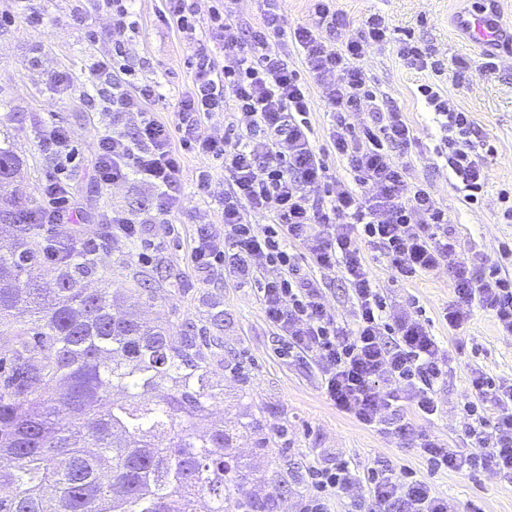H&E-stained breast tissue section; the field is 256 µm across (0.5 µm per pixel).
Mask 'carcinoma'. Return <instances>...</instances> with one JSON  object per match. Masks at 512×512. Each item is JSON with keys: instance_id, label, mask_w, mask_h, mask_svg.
<instances>
[{"instance_id": "carcinoma-1", "label": "carcinoma", "mask_w": 512, "mask_h": 512, "mask_svg": "<svg viewBox=\"0 0 512 512\" xmlns=\"http://www.w3.org/2000/svg\"><path fill=\"white\" fill-rule=\"evenodd\" d=\"M22 166L0 145V191ZM40 205L0 222V512H264L231 450L246 422L200 424L224 403L191 326L128 315L86 288L96 263L67 245L45 281Z\"/></svg>"}]
</instances>
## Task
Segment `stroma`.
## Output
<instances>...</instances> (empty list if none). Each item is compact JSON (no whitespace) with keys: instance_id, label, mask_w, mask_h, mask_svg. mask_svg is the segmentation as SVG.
<instances>
[{"instance_id":"stroma-1","label":"stroma","mask_w":512,"mask_h":512,"mask_svg":"<svg viewBox=\"0 0 512 512\" xmlns=\"http://www.w3.org/2000/svg\"><path fill=\"white\" fill-rule=\"evenodd\" d=\"M162 5V0H137L135 29L119 33L94 0H34L33 10L42 15L38 24L25 20L15 0H0V131L13 134L23 160L18 185L24 196L40 199L45 182L55 173L53 160L38 145L43 126H64L72 137V161L64 177L81 221L47 225L44 233L56 231L77 244H93L99 271L113 290L138 296L141 280H155L154 293L143 306L147 317L205 329L216 345L213 369L224 380V405L213 417L251 422V429L236 441V453L246 488L255 498L267 497L272 485L283 487L273 512H296L309 493L308 467L339 454L352 460L362 475L386 461L413 469L436 493L453 499L459 512H512V483L486 470H433L414 439L358 424L338 410L325 398L309 361L285 354L284 342L267 321L253 288L237 284L225 269L198 275L191 259L197 228L224 231L222 195L227 182L220 161L185 153L171 189L180 204L167 217L175 232L159 251L151 248L160 231L153 222L157 190L137 180L101 189L93 158L112 115L87 98L53 95L49 79L59 71L83 77L93 59L121 47L124 63L139 77L162 82L167 98L152 110L164 121H173L178 96L191 84L188 61L194 46L175 27L159 22ZM470 7L469 0H335L338 32L345 38L354 36L369 15L385 16L388 40L370 48L364 67L378 96L404 112L418 138L410 177L447 209L476 259L490 263L499 258L502 245L512 246V223H502L497 200L499 190L512 185V59L490 63L487 50L455 26V17ZM406 39L442 60L443 74L410 69L399 55ZM425 82L438 84L456 106L471 112L477 140L491 147L480 206L468 205L455 191L445 161L435 150L439 128L417 91ZM309 91L313 138L317 147L326 149L334 117L321 86L310 83ZM325 163L330 177L349 181L347 164L335 153L327 151ZM204 169L216 179L215 194L206 198L195 192L196 176ZM115 211L141 223L139 241H113L105 218ZM365 258L391 311L419 305L451 360L448 383L439 395V415L430 420L414 417V428L433 433L459 455L476 453L460 414L471 394L469 375L479 368L494 377H512V335H503L493 316L479 308L463 329L448 327L442 310L454 298L449 267L405 283L392 278L377 250L367 249ZM217 311L224 314L218 324L212 320Z\"/></svg>"}]
</instances>
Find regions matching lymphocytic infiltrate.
Wrapping results in <instances>:
<instances>
[{"mask_svg": "<svg viewBox=\"0 0 512 512\" xmlns=\"http://www.w3.org/2000/svg\"><path fill=\"white\" fill-rule=\"evenodd\" d=\"M333 0H312L315 24L286 33L282 17L267 8L262 30L242 40L228 0L213 7L208 37L224 48L223 61L206 52L195 54L192 86L177 101L174 124L160 121L152 103L164 100L156 80L137 82L121 62V49L95 59L86 86L70 75L52 76L56 94L69 97L92 87L112 114V125L98 141L94 159L100 187L108 188L135 175L159 192L158 214L177 208L169 193L181 168L183 151L222 161L230 188L224 193V233L199 228L192 262L207 274L224 266L238 284L253 286L266 319L285 338L289 352L311 360L324 394L343 413L365 426L405 436L413 426L401 412L411 404L417 413L439 411L438 395L448 382V354L421 314L388 312L386 298L368 272L364 247L378 249L392 277L411 281L439 269L449 256L455 298L443 311L452 328L468 320L472 306L489 311L500 330L512 334V249L497 262L464 260L461 245L443 209L428 189L409 179V162L392 157L407 148L412 127L397 107L380 101L369 85L364 60L369 47L387 40L381 15L369 16L356 36L336 38ZM288 43L272 44V37ZM296 48L314 79L327 94L336 116L330 146L345 159L350 183L327 185L322 153L310 140L309 89L288 64ZM418 92L442 133L444 154L455 188L467 204L478 203L488 183L484 144L475 141L470 112L450 103L436 84ZM370 108L378 128L355 136L350 114ZM237 113L243 132L235 142L204 137L202 123L217 114ZM135 115V134L124 120ZM268 216L253 224L248 213ZM44 224H75L81 219L70 204L63 180L44 187ZM302 247L311 265L302 268L289 244ZM337 272L352 300V318L338 319L329 308L320 278ZM471 400L463 405V427L481 453L462 456L429 435L418 449L434 469H492L512 483V378H494L472 370ZM312 495L299 512H330V500L366 486L377 512H457L454 503L432 491L412 471L389 465L357 475L352 462L336 457L308 470Z\"/></svg>", "mask_w": 512, "mask_h": 512, "instance_id": "1", "label": "lymphocytic infiltrate"}]
</instances>
